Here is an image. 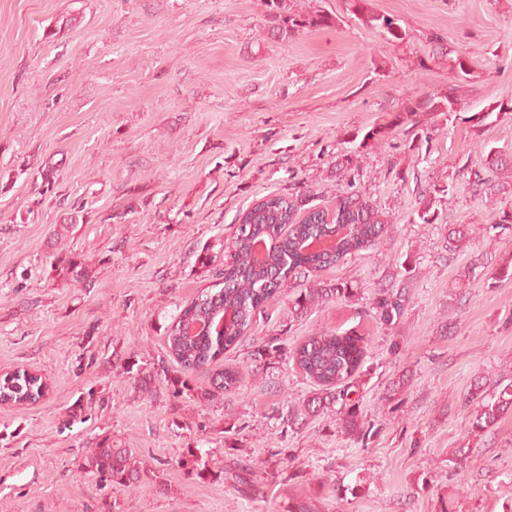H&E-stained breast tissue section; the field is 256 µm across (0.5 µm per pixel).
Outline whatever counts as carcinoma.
<instances>
[{
    "label": "carcinoma",
    "instance_id": "carcinoma-1",
    "mask_svg": "<svg viewBox=\"0 0 512 512\" xmlns=\"http://www.w3.org/2000/svg\"><path fill=\"white\" fill-rule=\"evenodd\" d=\"M267 34L272 38L292 37L311 29L335 25V18L315 12L308 15L288 11L287 0H262ZM352 14L363 24L378 29L387 37L402 40L406 32L389 17L371 12L367 0H349ZM448 68L458 78L472 74L469 61L460 55L448 57ZM431 112L449 120L458 112V97L453 88L444 93H431L411 99L403 109L382 124L374 126L363 137L362 145H389L390 138L401 132L417 135L420 114ZM488 170L473 172L470 185L476 192L494 201L512 183L500 173H512V155L484 143ZM358 154L347 153L336 158V178L345 184L343 196L332 211L310 206L305 200L270 194L250 206L240 216L235 233L228 244L227 260L221 276V288L204 290L185 304L167 333L171 356L185 372L203 371L224 351L233 348L251 330L257 311L276 301L287 281L309 278L313 284L300 289L295 305L300 310L318 307L333 298L344 297L348 289L330 287L315 280V273L336 265L348 256L371 245L389 228L388 216L379 207L363 199L356 190L355 171ZM449 193V185L427 183L418 192L417 217L421 224H432L436 206ZM512 227V210L490 211L488 231ZM470 231L466 224L448 229V251L464 248ZM338 237L330 251L316 253L304 247L310 239ZM487 279L499 282L512 279V261L489 267ZM407 299L402 293H386L373 303L375 316L383 324L393 325L404 315ZM230 312L233 318L222 332L210 324ZM365 342L347 333L325 332L311 337L290 355L294 364L315 387V396L304 406L312 414L336 412L339 428L347 435L362 440L367 435L357 401L350 399L354 376L361 370ZM242 380L235 368L217 374L215 389L224 392L237 387ZM42 379L27 372L0 376V398L9 405L34 400L41 395ZM475 405L471 431L478 433L497 423L512 411V382L498 385L487 394L479 385L469 393ZM135 453L130 448H114L100 444L90 451L88 469L102 489L132 487L139 478L134 466Z\"/></svg>",
    "mask_w": 512,
    "mask_h": 512
}]
</instances>
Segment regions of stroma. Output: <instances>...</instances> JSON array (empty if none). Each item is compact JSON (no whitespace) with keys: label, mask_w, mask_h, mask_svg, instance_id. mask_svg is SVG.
Wrapping results in <instances>:
<instances>
[{"label":"stroma","mask_w":512,"mask_h":512,"mask_svg":"<svg viewBox=\"0 0 512 512\" xmlns=\"http://www.w3.org/2000/svg\"><path fill=\"white\" fill-rule=\"evenodd\" d=\"M288 6L335 24L280 40L259 0H0V372L49 384L35 404L0 406V512H288L296 498L319 512H512V412L476 436L465 403L477 380L512 378V280L488 284L472 263L512 258V229H487L512 194L492 204L468 183L479 143L512 153V112L497 109L512 103V0H368L401 41L348 0ZM436 35L471 75L434 58ZM455 82L451 120L363 145L407 99ZM351 151L359 193L392 229L318 272L349 295L297 312L285 288L174 396L167 330L215 284L240 214L269 194L333 208ZM421 182L451 187L431 224L416 221ZM452 224L471 228L453 255ZM396 285L409 299L388 327L371 305ZM336 329L367 344L361 443L331 415L283 421L315 388L291 359L256 353ZM227 367L240 386L212 396ZM103 439L135 449L134 487L98 490L86 457ZM192 451L202 476L185 470ZM349 7L355 18L371 28H378L387 35L388 39L404 40L406 36L405 31L393 19L377 16L371 12L368 8L367 0H349Z\"/></svg>","instance_id":"1"}]
</instances>
